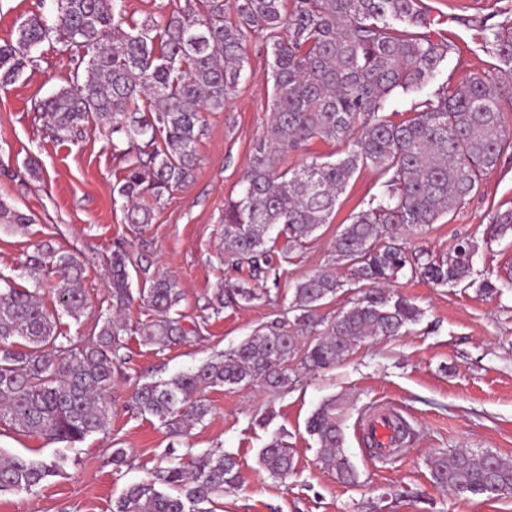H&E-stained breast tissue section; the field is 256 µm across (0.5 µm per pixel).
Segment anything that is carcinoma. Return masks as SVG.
<instances>
[{"instance_id": "cac0c4a2", "label": "carcinoma", "mask_w": 512, "mask_h": 512, "mask_svg": "<svg viewBox=\"0 0 512 512\" xmlns=\"http://www.w3.org/2000/svg\"><path fill=\"white\" fill-rule=\"evenodd\" d=\"M228 12L235 21L225 20ZM125 24L124 0H58L57 19L35 13L18 27L15 40L0 44V87L36 67L34 52L52 38L77 66H85V76L74 72L39 104L48 117L46 136L72 141L92 121L107 125L113 151L128 158L117 194L127 223L139 226L152 220L141 198L158 201L191 178L203 133L201 109L224 110L244 76L251 36L261 37L272 56L271 118L253 146L240 195L224 207L225 262L247 274L214 289L205 309L218 314L268 295L259 281L276 267L270 232L279 226L289 250L304 247L329 223L349 181L365 169L376 172L382 190L350 215L333 243L334 260L348 267L351 280L322 269L293 286V326L315 337L303 353V367L328 368L358 342L396 336L418 321L413 304L385 290L405 267L436 286L456 287L470 278L474 248L468 241L443 256L425 251L411 258L398 231L424 233L497 166L512 146L506 136L512 82L474 73L460 85H441L401 119L383 114L387 96L421 92L452 50L424 32L428 17L419 0H183L161 23L149 17L127 29ZM493 45L500 61L511 65L509 21L494 33ZM316 139L346 143L344 156L280 171L277 155L304 151ZM31 222L0 201L1 224ZM510 231L512 210L488 227L493 238ZM35 265L59 274L54 312H47L36 289L0 287V423L74 444L107 429V393L114 369L126 360V326L107 316L85 342L73 343L61 332L59 315L76 318L84 309L78 288L83 266L50 245ZM132 269L148 271L127 251H112L110 299L117 312L133 299ZM346 285L356 286L359 295L333 319L321 317V306ZM180 300L175 281L150 280L147 302L154 317L141 328L143 342L167 347L200 335L199 326L187 328L171 316ZM297 353L295 332L279 321L192 372L140 384L134 402L171 435H182L208 414L194 400L198 391L257 381L286 387L285 363ZM307 430L323 466L355 482L336 404L317 409ZM259 461L281 480L296 466L280 438L261 450ZM64 463L62 457L1 455L0 492L32 491ZM427 466L437 487L462 499L512 492V463L492 453L441 452ZM240 483L239 462L230 454L170 460L152 478L129 485L113 512H206L202 504Z\"/></svg>"}]
</instances>
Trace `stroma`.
<instances>
[{
  "instance_id": "1",
  "label": "stroma",
  "mask_w": 512,
  "mask_h": 512,
  "mask_svg": "<svg viewBox=\"0 0 512 512\" xmlns=\"http://www.w3.org/2000/svg\"><path fill=\"white\" fill-rule=\"evenodd\" d=\"M422 6L431 38L453 47L425 94L497 66L493 33L512 19V0H422ZM34 13L52 15L51 0H0V43L14 40L18 25ZM36 54L35 69L0 89V164L6 168L0 173V200L32 218L22 229L0 224V280L39 289L46 310H53L57 275L32 278L25 263L45 242L74 254L84 267L80 287L86 305L79 319L64 315L60 323L77 342L112 312L108 267L115 248L141 258L148 273L131 276L136 295L122 314L127 361L108 392L106 431L70 446L0 423L1 451L66 458L63 470L34 491L1 494L0 512H112L124 489L148 479L169 450L179 458L209 452L237 458L244 481L216 499L214 512H512V494L458 498L435 487L426 465L431 455L458 448L512 462V234H487L494 217L512 209V148L476 193L425 234L402 236L410 252L425 249L437 256L459 240H472L469 284L440 287L399 273L389 290L421 311L406 332L367 339L325 370L309 371L292 360L291 383L278 390L259 382L206 388L200 394L209 407L204 421L172 438L157 419L132 407L135 388L194 370L255 330L291 319L293 284L331 263L337 232L363 199L380 191L381 181L369 170L354 176L330 223L282 262L269 297L205 314L203 305L214 288L237 276L224 263V202L239 196L253 144L270 112L271 58L260 39L250 44L247 79L223 111L205 115L192 180L155 203L150 224L139 229L126 224L124 203L114 191L127 162L114 153L107 127L90 125L73 141L46 137L38 105L66 84L75 64L53 41L43 42ZM32 159L40 164L34 176L27 171ZM149 275L176 281L181 300L173 313L184 324L201 323L200 336L162 349L143 342L140 328L153 312L140 290ZM486 280L498 285V293L480 290ZM328 400L335 401L343 423V448L358 475L353 485L322 466L318 445L307 432L309 418ZM370 405L396 408L413 431L404 452L384 464L372 459L358 423ZM276 437L296 461L284 481L272 478L259 462L261 449ZM117 448L130 461L118 473L112 466Z\"/></svg>"
}]
</instances>
